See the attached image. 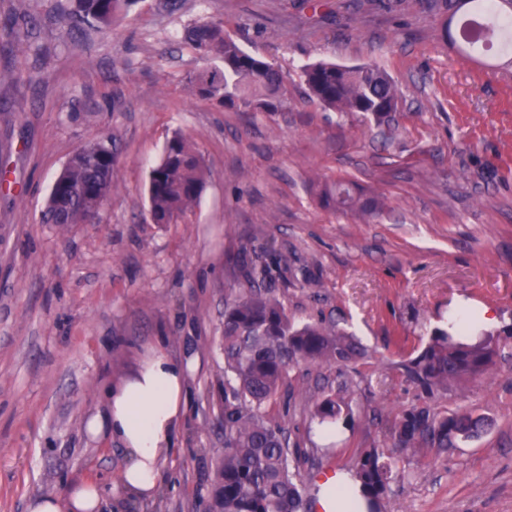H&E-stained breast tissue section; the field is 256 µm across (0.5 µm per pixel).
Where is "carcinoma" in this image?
Instances as JSON below:
<instances>
[{"label": "carcinoma", "mask_w": 512, "mask_h": 512, "mask_svg": "<svg viewBox=\"0 0 512 512\" xmlns=\"http://www.w3.org/2000/svg\"><path fill=\"white\" fill-rule=\"evenodd\" d=\"M429 10L447 13L445 33L457 44L450 24L460 16L463 25L478 20L480 43L512 54V0H426ZM137 0H70L61 16L65 34L85 29H107ZM187 39L200 57L218 62L192 81L196 94L235 112H276L284 104V78L271 64L246 53L224 36L221 21L193 25ZM309 97L340 112H359L379 123L397 110L396 90L384 68L376 63L347 67L319 62L303 69ZM117 154L103 141L81 146L56 176L42 221L62 229L92 224L112 193ZM206 184L203 154L182 133L175 132L164 146L149 175V217L155 224H174L198 205ZM322 202L350 209L364 217L381 214L384 198L355 194L344 180L319 186ZM243 284L224 301L220 349L224 355V447L212 449L216 469L208 495V512H303L306 486L302 470L314 465L301 448H289L285 428L269 417L288 376L299 362L346 365L366 356L353 334L334 322L295 323L270 283L273 270H282L281 257L271 244L243 254ZM466 330L471 340L435 327L418 354L403 360L398 369L425 393H448L496 366L500 356L497 336L512 334L479 326L469 315ZM336 396L323 393L311 408V418L323 428L347 422ZM394 453L362 449L349 474L359 483L365 506L339 502L340 512H383L397 462L404 457L448 451L459 441L479 436L486 420L466 410L448 411L431 405L404 408L387 419Z\"/></svg>", "instance_id": "obj_1"}]
</instances>
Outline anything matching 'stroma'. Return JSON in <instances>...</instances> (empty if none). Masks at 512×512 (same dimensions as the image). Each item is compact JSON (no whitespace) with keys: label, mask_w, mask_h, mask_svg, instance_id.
Returning a JSON list of instances; mask_svg holds the SVG:
<instances>
[{"label":"stroma","mask_w":512,"mask_h":512,"mask_svg":"<svg viewBox=\"0 0 512 512\" xmlns=\"http://www.w3.org/2000/svg\"><path fill=\"white\" fill-rule=\"evenodd\" d=\"M67 5L0 0V26L18 33L0 38V512L88 479L112 491L103 512H146L119 489L124 447L89 437L86 420L149 345L194 366L156 512H205L224 445V298L239 256L265 243L288 260L275 293L289 315L335 320L368 350L288 371L284 425L314 454L308 481L349 470L356 449L390 451L373 410L428 400L395 362L451 314L486 311L496 366L437 403L493 425L441 459L399 462L386 512H512V57L450 45L419 0H137L111 31L72 36L58 23ZM209 18L283 73L282 110L193 93L209 64L186 32ZM320 61L383 67L398 97L389 125L310 99L301 70ZM177 129L203 153L207 184L177 223L155 224L149 173ZM92 140L118 155L100 222L42 223L54 177ZM341 178L382 195V215L323 207L318 184ZM324 392L353 416L329 443L310 417Z\"/></svg>","instance_id":"35a3bbf8"}]
</instances>
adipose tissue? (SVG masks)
<instances>
[{
    "label": "adipose tissue",
    "mask_w": 512,
    "mask_h": 512,
    "mask_svg": "<svg viewBox=\"0 0 512 512\" xmlns=\"http://www.w3.org/2000/svg\"><path fill=\"white\" fill-rule=\"evenodd\" d=\"M185 367L152 348L136 369L104 394V409L88 420L92 436L118 440L128 454L122 474L126 496L151 499L162 463L173 446L184 414ZM103 487L91 481L70 486L62 497L31 502L29 512H99Z\"/></svg>",
    "instance_id": "ef3b65f1"
}]
</instances>
